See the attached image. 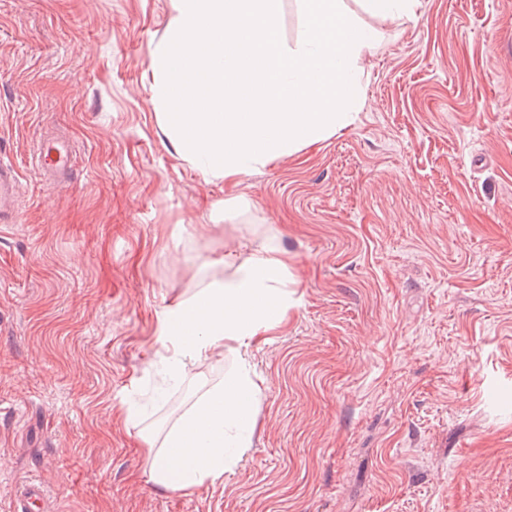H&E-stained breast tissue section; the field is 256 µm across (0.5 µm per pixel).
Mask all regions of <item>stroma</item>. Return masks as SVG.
Returning <instances> with one entry per match:
<instances>
[{
  "label": "stroma",
  "mask_w": 512,
  "mask_h": 512,
  "mask_svg": "<svg viewBox=\"0 0 512 512\" xmlns=\"http://www.w3.org/2000/svg\"><path fill=\"white\" fill-rule=\"evenodd\" d=\"M344 5L378 31L359 119L244 176L237 219L158 124L170 0H0V512L32 479L49 512H512V0ZM43 137L74 146L68 183L33 168ZM272 235L301 304L251 350L254 445L157 490L139 427L191 398L158 318ZM364 8L382 23H392L402 16H413L417 0H363ZM19 173L10 160L0 155V223H17L16 202Z\"/></svg>",
  "instance_id": "35a3bbf8"
}]
</instances>
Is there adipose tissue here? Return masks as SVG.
Returning a JSON list of instances; mask_svg holds the SVG:
<instances>
[{
  "label": "adipose tissue",
  "instance_id": "obj_1",
  "mask_svg": "<svg viewBox=\"0 0 512 512\" xmlns=\"http://www.w3.org/2000/svg\"><path fill=\"white\" fill-rule=\"evenodd\" d=\"M292 259L267 240L241 260L227 258L224 271L165 310L159 334L168 349L169 386L191 382L214 351L235 353L231 374L208 387L180 414L164 436L142 432L145 475L163 491L192 493L221 480L246 455L257 430L265 384L251 362L252 347L285 326L297 301Z\"/></svg>",
  "mask_w": 512,
  "mask_h": 512
}]
</instances>
